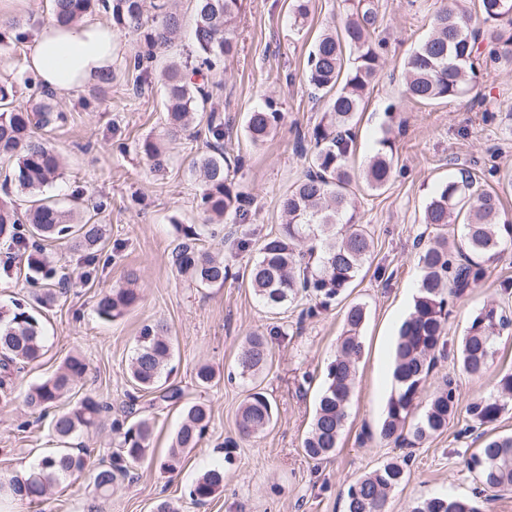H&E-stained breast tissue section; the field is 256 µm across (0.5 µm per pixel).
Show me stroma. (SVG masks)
<instances>
[{"label":"stroma","instance_id":"obj_1","mask_svg":"<svg viewBox=\"0 0 512 512\" xmlns=\"http://www.w3.org/2000/svg\"><path fill=\"white\" fill-rule=\"evenodd\" d=\"M378 31L383 41V66L367 96L356 127V165L374 156L382 138L393 144L396 175L379 193L360 191L359 216L368 224L374 252L349 288L321 305L300 296L271 310L255 295L248 272L263 239L283 222L281 200L308 170L311 153L305 136L321 112L306 80L308 52L333 16L340 0H315L303 27H296L290 0H244L236 26L235 55L216 64L212 82L221 84L210 106L227 120L224 149L242 156L231 169L235 186L251 194L248 223L237 234L202 235L201 244L218 249L232 271L223 286L199 288L178 276L172 251L185 231L205 222L199 207L200 185L192 161L205 152L202 140L185 134L165 135V109L160 93L139 95L125 70V59L138 46L137 37L123 39L121 56L112 70L110 88L98 84L56 93L67 115L64 125L43 130V138L64 158L60 175L44 187V195L65 207L83 210L90 223L102 225L105 245L95 258L65 243H50L57 274L69 280L66 293L43 304L42 287L27 283V256H15L10 269L0 268V304L16 300L36 307L46 336L44 356L18 373V391L54 374L70 356L87 365L70 398L95 395L112 405L98 423L77 441L93 448L92 464L116 452L130 396H137L138 414L151 418L154 433L143 461L118 476L109 496H98L89 477L68 480L41 505L21 502L19 512H153L170 501L179 512H344L347 482L393 457L408 458L410 477L394 490L389 512H411L420 501L448 493L475 498L482 485L467 466L481 441L465 410H458L442 435L422 445L394 446L378 437V427L392 393V363L397 332L408 317L419 279L417 243L425 232L424 206L434 188L456 174L471 170L486 188H499L501 172L512 171V127L501 117L512 111V64H489L479 86L455 101L416 103L403 94V64L430 32L431 21L444 0H378ZM50 0L17 5L13 16L26 38L0 46V82L24 93L25 58L30 39L48 21ZM275 98L285 120L264 143L247 138L246 112ZM163 140L166 163L153 169L137 151L145 138ZM135 276L142 299L124 317L101 320L96 296ZM512 278V250L487 265L486 274L448 306V350L431 373L418 400L445 379H454L466 403L493 392L499 376L512 371V327L502 331L487 372L479 377L460 373L457 353L474 315L496 304L512 311V294L499 288ZM363 304L365 351L356 366V386L335 455L312 461L302 450L328 364L352 304ZM164 321L176 344L171 385L189 400L211 405L213 417L197 448L183 455L175 470L163 469L181 411L151 394L136 392L127 367L142 329ZM265 335L270 362L261 386L275 409L262 433L241 439L236 415L246 396L241 380L229 379L246 336ZM209 364L216 372L206 389L194 383L195 369ZM235 439L225 447V439ZM47 418L32 413L22 399L0 404V476L23 464L36 463L56 448ZM224 467V488L206 504H194L189 490L208 468Z\"/></svg>","mask_w":512,"mask_h":512}]
</instances>
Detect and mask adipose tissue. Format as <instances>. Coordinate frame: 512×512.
Instances as JSON below:
<instances>
[{
    "mask_svg": "<svg viewBox=\"0 0 512 512\" xmlns=\"http://www.w3.org/2000/svg\"><path fill=\"white\" fill-rule=\"evenodd\" d=\"M118 34L96 20L66 28L46 22L33 41L26 68L55 91H73L98 81L119 52Z\"/></svg>",
    "mask_w": 512,
    "mask_h": 512,
    "instance_id": "1",
    "label": "adipose tissue"
}]
</instances>
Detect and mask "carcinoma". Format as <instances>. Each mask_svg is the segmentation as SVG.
I'll use <instances>...</instances> for the list:
<instances>
[{"label":"carcinoma","mask_w":512,"mask_h":512,"mask_svg":"<svg viewBox=\"0 0 512 512\" xmlns=\"http://www.w3.org/2000/svg\"><path fill=\"white\" fill-rule=\"evenodd\" d=\"M312 0H291L294 25L308 18ZM243 0H195L194 40L201 55L188 71L175 60L160 73L166 98V135L176 138L188 131L192 116L208 112L205 126L196 136H205L210 152L194 159L192 167L201 180L200 207L209 220L233 223L249 219L251 197L229 182L230 161L224 156V116L207 109L213 97L209 83L192 80L204 76L221 59L236 52L233 22ZM484 22L512 26V0H480ZM103 12L112 19V31L137 34L140 49L126 60L135 86L151 83L158 59L167 55L180 29V16L167 0H53V18L60 24L76 22L88 13ZM378 6L375 0H341L338 21L331 22L315 42L307 60L308 81L323 112L313 126L310 139L315 151L308 172L297 180L282 201L287 217L278 234L268 237L250 270V284L263 303L280 307L302 292L327 300L339 295L357 277L371 258L373 237L360 223L355 189L380 191L392 175L390 140L370 160L362 177L349 165L356 143L357 117L367 90L381 68L380 42L376 41ZM479 32L459 0H448L434 15L431 34L421 41L404 63L405 94L421 103L453 100L478 86L483 76V53L477 46ZM30 90L26 103H16L13 85H0V158L16 159L10 178L20 192L37 194L59 175L61 156L38 137V130L65 121L52 103L54 93L41 81L27 77ZM283 112L278 102L267 98L263 106L247 113L244 131L254 144L265 142L281 126ZM140 152L155 169L164 165L158 145L145 139ZM423 223L434 236L420 247L421 276L412 311L398 330L393 356L391 394L379 436L387 443L423 444L448 430L458 412L460 397L452 380L433 393L423 415L414 409L438 358L447 346L448 298L460 297L485 274V264L512 249V221L502 216V201L494 190L482 187L470 171L438 185L423 212ZM200 233H185L172 251L178 274L199 288L224 285L228 267L209 251L199 248ZM0 239L28 253L29 278L47 275L43 261L31 255L41 241H71L95 255L103 241L97 224L82 221L75 208L64 209L46 199L39 200L24 216L0 198ZM312 241L308 250L301 244ZM140 301L137 289L112 287L98 294L96 313L104 321L123 317ZM366 309L352 305L345 315V330L336 355L327 367L310 431L304 439L305 454L313 460L334 455L347 416L356 379V365L364 345L361 329ZM508 327L506 316L491 305L472 319L461 341L458 358L468 376H481L495 353L500 332ZM45 336L33 309L14 302L0 307V401L15 399L14 378L24 365L37 361L45 348ZM173 339L167 324L146 326L137 339L128 377L140 391L161 390V400L177 405L185 398L179 387L164 385L173 356ZM268 341L260 335L245 338L235 361V374L253 381L269 361ZM86 364L71 356L46 380L31 386L23 402L44 416L47 409L72 391L85 373ZM512 403V373L500 376L495 392L466 405L470 419L485 425L498 420ZM109 406L90 395L77 405L50 419L49 426L62 447L44 455L24 476L0 478V500L22 496L31 503L43 501L53 487L87 469V449L73 451L70 440L94 426ZM210 405L203 401L184 406L183 419L175 433L163 468L174 470L183 452L194 448L209 427ZM273 419L265 393L254 388L239 407L236 427L241 438L266 430ZM152 424L147 418L134 421L122 434L115 465H101L92 472L93 485L102 495L112 493L116 473L125 465L140 462L147 451ZM479 481L495 492H512V435H488L468 461ZM409 476L404 459L392 458L350 483L346 512H388L389 494ZM224 487V469L204 471L189 490L192 501L202 504ZM412 512H481L469 498L439 495L418 503Z\"/></svg>","instance_id":"obj_1"}]
</instances>
